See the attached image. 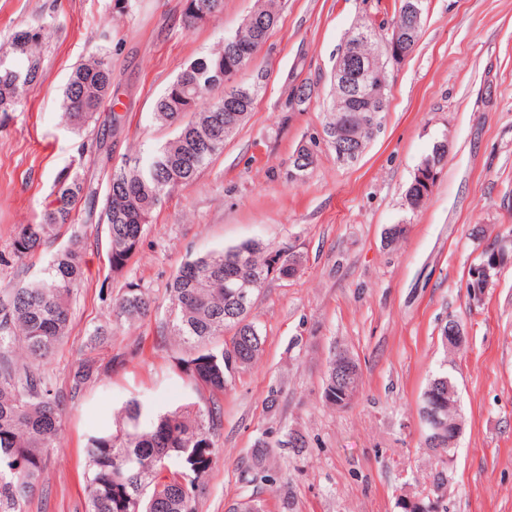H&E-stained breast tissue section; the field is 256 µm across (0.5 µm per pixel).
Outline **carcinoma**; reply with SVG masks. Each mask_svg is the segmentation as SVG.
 Instances as JSON below:
<instances>
[{"label":"carcinoma","instance_id":"1","mask_svg":"<svg viewBox=\"0 0 512 512\" xmlns=\"http://www.w3.org/2000/svg\"><path fill=\"white\" fill-rule=\"evenodd\" d=\"M224 0H186L187 30L223 12ZM48 32L42 25L15 31L0 44V112L22 103L26 88L42 77L41 48ZM259 51L251 28L240 26L210 53L187 64L156 100V121L175 128L172 139L134 163L111 168L99 219L107 226L112 273H122L137 252L154 210L179 188L193 183L224 142L248 116L260 81L235 83L239 70ZM112 62L92 53L73 67L62 92V122L72 133L92 122L111 94ZM367 113H351L348 132L366 144L373 138ZM94 196L82 175L69 165L57 173L51 200L39 222L18 224L12 237L14 256L24 260L46 251L55 231L75 226L77 204ZM84 236L73 232L51 252L35 279L0 290V512H24L42 485L45 454L58 446L62 399L42 368L67 337L71 301L82 279ZM288 276V246L268 247L249 241L186 260L170 288L168 335L187 357L182 364L195 384L208 391L199 405L188 402L155 408L136 398L112 416V428L87 438V512H197L206 479L189 470L185 458L214 437L223 414L221 401L232 374L262 352L264 338L250 319L260 289ZM153 309L151 297L129 285L113 300L115 323L133 326ZM107 327L87 337V353L70 372L79 391L100 376L95 352L109 339ZM336 357L328 363L324 401L339 406ZM455 385L448 373L432 376L420 399L424 411L432 399L448 396ZM226 512H266L252 494Z\"/></svg>","mask_w":512,"mask_h":512}]
</instances>
